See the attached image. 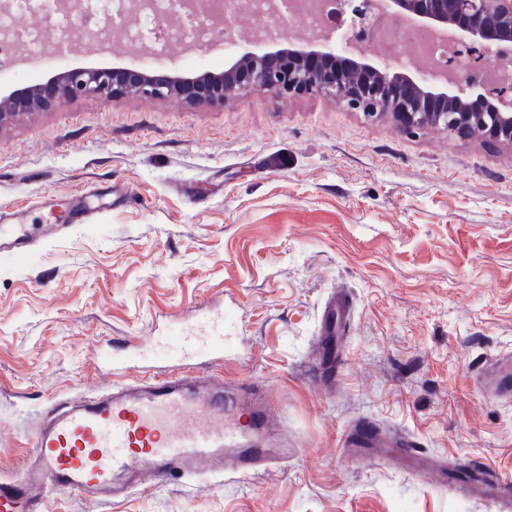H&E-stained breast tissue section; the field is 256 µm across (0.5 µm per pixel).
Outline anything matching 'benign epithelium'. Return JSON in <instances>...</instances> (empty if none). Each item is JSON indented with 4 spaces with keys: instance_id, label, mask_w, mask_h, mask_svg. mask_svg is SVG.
Returning a JSON list of instances; mask_svg holds the SVG:
<instances>
[{
    "instance_id": "benign-epithelium-1",
    "label": "benign epithelium",
    "mask_w": 512,
    "mask_h": 512,
    "mask_svg": "<svg viewBox=\"0 0 512 512\" xmlns=\"http://www.w3.org/2000/svg\"><path fill=\"white\" fill-rule=\"evenodd\" d=\"M378 16L405 25L429 28L454 52L456 35L468 38L472 52L512 42V0H375ZM190 10L209 18L219 15L212 0H173L165 16ZM332 34L305 38L303 45L262 55L245 54L222 73H206L190 80L179 76L156 78L132 69H74L0 109V124L15 120L36 107L49 108L80 96H119L124 93L164 98L176 94L194 102H222L237 87L280 94L333 97L352 110L368 115L391 112L399 126L413 132L426 126L450 129L460 137L479 129L494 143L512 146V75L494 71L482 86L477 112L462 109L471 82L457 68L428 69L418 79L405 72L387 71L357 61L362 52L349 44L342 52L327 50Z\"/></svg>"
}]
</instances>
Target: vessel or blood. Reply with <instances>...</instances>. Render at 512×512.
Instances as JSON below:
<instances>
[{"label": "vessel or blood", "instance_id": "1", "mask_svg": "<svg viewBox=\"0 0 512 512\" xmlns=\"http://www.w3.org/2000/svg\"><path fill=\"white\" fill-rule=\"evenodd\" d=\"M30 237L24 215L0 212V253L29 252ZM351 304L343 292L334 293L322 313L323 335L339 334L350 320ZM172 354L161 366L136 365L128 351L112 357V372L120 383L105 393L81 398L56 408L29 441L30 451L20 475L0 480V512H49L52 497L72 493L100 504L126 497L142 483L144 473L157 480L186 474L249 477L287 460L284 448H244L246 430L267 424V403L237 404L229 418L223 388L189 386V379L208 372L224 357V321L212 320L210 333H182L170 342ZM479 392L488 398L512 397V353L485 361L478 372ZM247 423H240V416ZM346 447L356 457L373 460L382 449L402 446L414 470L427 474L429 463L411 441L395 442L379 430L350 432ZM472 497L512 500V480L475 470L466 482Z\"/></svg>", "mask_w": 512, "mask_h": 512}]
</instances>
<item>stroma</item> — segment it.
I'll use <instances>...</instances> for the list:
<instances>
[{
    "instance_id": "stroma-1",
    "label": "stroma",
    "mask_w": 512,
    "mask_h": 512,
    "mask_svg": "<svg viewBox=\"0 0 512 512\" xmlns=\"http://www.w3.org/2000/svg\"><path fill=\"white\" fill-rule=\"evenodd\" d=\"M95 55L0 76V97L72 68L219 73L253 52ZM116 193L87 223L0 254V477L58 399L108 390L109 351L162 363L181 332L225 312L224 387L274 402L258 444L284 466L217 483L147 480L54 512H501L406 461H356L366 422L449 465L512 478V402L476 394L477 364L512 351V148L429 127L398 131L334 99L246 87L221 104L79 97L0 125V211L45 221L52 199ZM354 320L334 379L316 383L330 288Z\"/></svg>"
}]
</instances>
